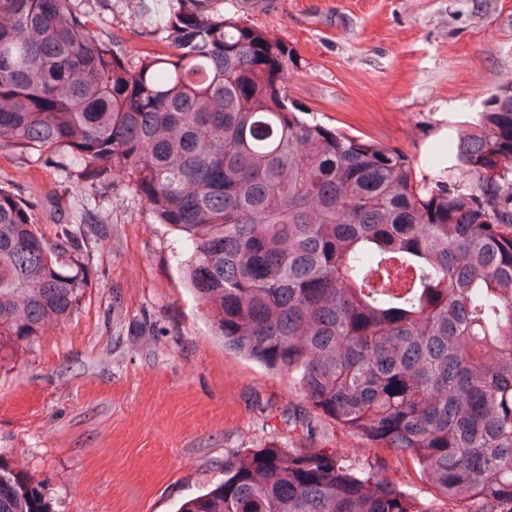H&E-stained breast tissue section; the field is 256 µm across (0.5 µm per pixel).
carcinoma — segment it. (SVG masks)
Wrapping results in <instances>:
<instances>
[{
    "label": "carcinoma",
    "mask_w": 512,
    "mask_h": 512,
    "mask_svg": "<svg viewBox=\"0 0 512 512\" xmlns=\"http://www.w3.org/2000/svg\"><path fill=\"white\" fill-rule=\"evenodd\" d=\"M223 0H166L124 61L72 0H0V149L131 184L224 347L315 415L415 460L464 512H512V91L425 174L293 105L292 48ZM63 150L65 160L52 154ZM77 231L0 188V360L72 319ZM0 512H49L0 460ZM178 512H422L321 448H260Z\"/></svg>",
    "instance_id": "carcinoma-1"
}]
</instances>
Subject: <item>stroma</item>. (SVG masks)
<instances>
[{
  "instance_id": "stroma-1",
  "label": "stroma",
  "mask_w": 512,
  "mask_h": 512,
  "mask_svg": "<svg viewBox=\"0 0 512 512\" xmlns=\"http://www.w3.org/2000/svg\"><path fill=\"white\" fill-rule=\"evenodd\" d=\"M129 62L153 48L139 0H73ZM293 48L288 92L318 122L415 158L448 152L463 121L512 88V0H224ZM47 237L80 225L92 286L67 323L0 361V459L51 512H177L257 448H322L357 475L460 512L416 462L319 419L287 377L224 348L155 223L124 181L87 194L73 175L0 150Z\"/></svg>"
}]
</instances>
